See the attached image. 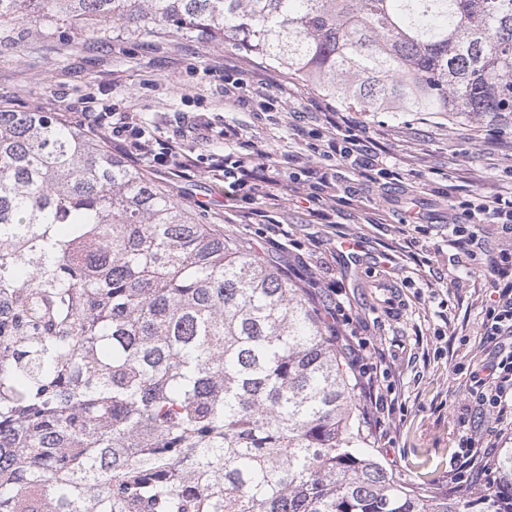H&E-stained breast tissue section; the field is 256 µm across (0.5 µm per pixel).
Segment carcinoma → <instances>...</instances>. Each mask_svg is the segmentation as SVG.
<instances>
[{
    "label": "carcinoma",
    "mask_w": 512,
    "mask_h": 512,
    "mask_svg": "<svg viewBox=\"0 0 512 512\" xmlns=\"http://www.w3.org/2000/svg\"><path fill=\"white\" fill-rule=\"evenodd\" d=\"M232 40L362 112L512 129V0H0ZM301 289L51 112L0 107V512H461L365 448Z\"/></svg>",
    "instance_id": "cac0c4a2"
}]
</instances>
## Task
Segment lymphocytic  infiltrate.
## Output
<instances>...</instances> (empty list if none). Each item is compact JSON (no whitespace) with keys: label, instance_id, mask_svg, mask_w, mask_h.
Here are the masks:
<instances>
[{"label":"lymphocytic infiltrate","instance_id":"obj_1","mask_svg":"<svg viewBox=\"0 0 512 512\" xmlns=\"http://www.w3.org/2000/svg\"><path fill=\"white\" fill-rule=\"evenodd\" d=\"M83 124L88 133L99 137L103 142L122 147L127 156L134 160H147L153 170H179L182 172L197 168L199 159L192 148V141L207 140L208 135L200 124L190 125L185 134L167 140L146 134L131 112L113 114L110 112H91L85 116ZM330 131L326 144L312 145L311 150L321 160H336L349 165L353 176L359 180L374 181L380 170L377 159L368 150L362 149V137L356 124L328 121ZM260 163L251 155L227 154L213 159L210 171L214 177L232 180L234 188L226 194L228 209L240 206L236 193L242 186H273L272 177H259ZM467 223L498 225L503 237L508 238V246L499 248L490 266L491 271L500 267H512V197L497 194L494 196H475L474 199L458 202L456 211L448 215L449 223L458 221ZM334 332L342 342L348 343L354 337L348 322L336 324ZM348 353L353 358L356 369L355 379L359 385V402L365 417L376 418L386 406L381 390L379 374L371 370L369 352L365 347L353 348ZM485 375L478 381L473 394L475 411L478 414L491 413L495 416L496 430L492 439L469 434L459 442L460 452L469 460H478L491 464L492 450L499 440L512 433V347L500 349L496 359L484 365Z\"/></svg>","mask_w":512,"mask_h":512}]
</instances>
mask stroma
Listing matches in <instances>:
<instances>
[{"instance_id": "35a3bbf8", "label": "stroma", "mask_w": 512, "mask_h": 512, "mask_svg": "<svg viewBox=\"0 0 512 512\" xmlns=\"http://www.w3.org/2000/svg\"><path fill=\"white\" fill-rule=\"evenodd\" d=\"M0 47V105L38 108L79 125L84 113L109 107L135 112L156 135L179 134L183 115L210 127L200 143L204 157L227 151L225 129L240 137L236 148L264 157L266 173L278 182L273 191L252 196L265 222L288 227V246L263 238L261 225L243 212L224 210V184L205 168L188 178L150 173V180L191 213L196 223L217 230L229 242L250 249L292 280H315L309 301L330 323L325 307L337 298L358 339L374 349L373 362L392 390L377 423L362 433L386 469L405 485L435 497L455 496L464 512H478L477 500L492 494L480 481L452 494L450 470L463 466L458 442L465 433L492 430L493 416L469 407L472 373L493 359L498 348L484 339L483 320L500 282L486 269L485 255L502 242L493 224L480 225L476 244L449 247L450 202L467 195L512 189V131L493 123L448 122L428 112H359L347 116L373 139L372 146L399 181L379 187L353 181L348 168L326 164L306 153L324 128L323 106L343 109L309 86L270 110L228 100L224 77L264 86L272 69L231 43H197L113 38L87 48L63 51L57 35L34 33L24 24ZM302 156L304 172L292 181L287 152ZM335 184L338 202L331 223L306 210L305 198L319 192L321 180ZM388 209L381 224L374 209ZM358 241L361 260L339 251L342 239Z\"/></svg>"}]
</instances>
